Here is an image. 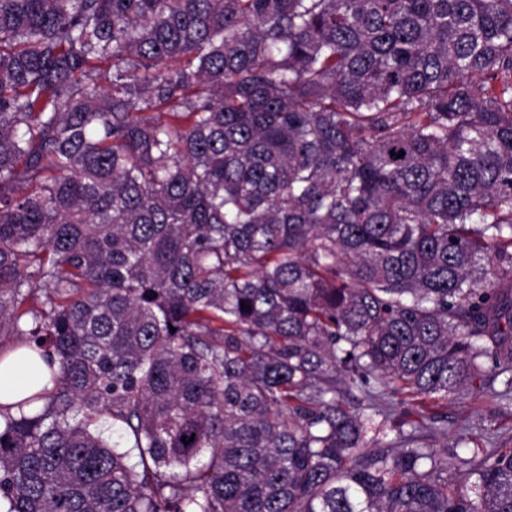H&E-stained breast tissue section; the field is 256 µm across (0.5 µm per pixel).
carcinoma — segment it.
<instances>
[{
  "label": "carcinoma",
  "instance_id": "obj_1",
  "mask_svg": "<svg viewBox=\"0 0 512 512\" xmlns=\"http://www.w3.org/2000/svg\"><path fill=\"white\" fill-rule=\"evenodd\" d=\"M1 336L8 512H512V0H0ZM50 368L41 358L18 348L0 360V403L12 404L22 400L28 391L49 388ZM479 382L474 383V391L465 399L448 401L446 414L448 424V439H441V444L451 448L455 443V436L468 426L474 428L484 427L492 434L497 445L512 446V413L503 410L500 414L491 411L484 398L476 393Z\"/></svg>",
  "mask_w": 512,
  "mask_h": 512
}]
</instances>
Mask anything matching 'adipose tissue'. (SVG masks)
<instances>
[{
	"mask_svg": "<svg viewBox=\"0 0 512 512\" xmlns=\"http://www.w3.org/2000/svg\"><path fill=\"white\" fill-rule=\"evenodd\" d=\"M50 368L39 357L30 356L19 348L0 358V403L12 404L22 400L28 391L48 385Z\"/></svg>",
	"mask_w": 512,
	"mask_h": 512,
	"instance_id": "ef3b65f1",
	"label": "adipose tissue"
}]
</instances>
